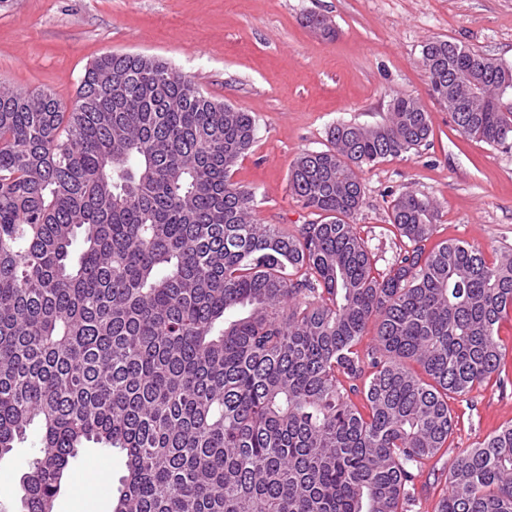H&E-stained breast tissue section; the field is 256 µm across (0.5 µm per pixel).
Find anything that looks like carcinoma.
I'll return each instance as SVG.
<instances>
[{
    "label": "carcinoma",
    "instance_id": "obj_1",
    "mask_svg": "<svg viewBox=\"0 0 512 512\" xmlns=\"http://www.w3.org/2000/svg\"><path fill=\"white\" fill-rule=\"evenodd\" d=\"M422 65L462 134L512 143V106L469 90L508 95L512 65L440 38ZM255 130L142 54L97 58L70 106L0 82V459L40 436L18 512H55L87 442L124 454L113 512H410L449 400L503 381L512 252L426 249L438 208L404 190L380 275L350 224L357 169L424 145L425 107L397 96L298 157L289 188L322 222L291 232L230 180ZM447 484L437 512H512V426Z\"/></svg>",
    "mask_w": 512,
    "mask_h": 512
}]
</instances>
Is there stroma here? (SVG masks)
<instances>
[{
    "label": "stroma",
    "mask_w": 512,
    "mask_h": 512,
    "mask_svg": "<svg viewBox=\"0 0 512 512\" xmlns=\"http://www.w3.org/2000/svg\"><path fill=\"white\" fill-rule=\"evenodd\" d=\"M313 13L328 17L334 37L305 26ZM433 37L512 65V0H0V81L69 104L102 55L168 62L213 100L252 114L255 142L231 180L253 192L258 222L289 231L320 220L289 189L296 159L327 150L336 124L383 122L393 96L420 100L432 130L426 145L358 172L364 203L352 223L382 273L400 246L390 206L406 189L437 204L436 241L465 242L489 258L512 250V148L464 136L430 96L422 47ZM500 334L505 382L451 401V451L415 478L419 512H436L430 497L445 489L456 453L512 425V320ZM38 447L33 429L0 459V512H13ZM74 468L84 481L65 484L55 512H112L123 454L90 444Z\"/></svg>",
    "instance_id": "stroma-1"
}]
</instances>
